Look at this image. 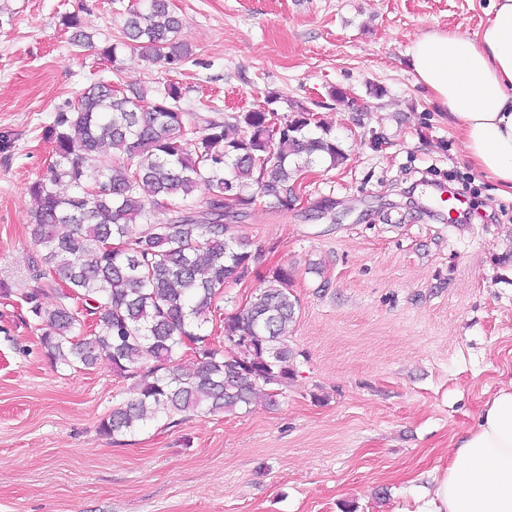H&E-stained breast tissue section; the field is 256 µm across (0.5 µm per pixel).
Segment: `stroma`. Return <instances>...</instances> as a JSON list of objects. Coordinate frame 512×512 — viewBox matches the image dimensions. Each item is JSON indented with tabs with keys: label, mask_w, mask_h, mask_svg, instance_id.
I'll return each instance as SVG.
<instances>
[{
	"label": "stroma",
	"mask_w": 512,
	"mask_h": 512,
	"mask_svg": "<svg viewBox=\"0 0 512 512\" xmlns=\"http://www.w3.org/2000/svg\"><path fill=\"white\" fill-rule=\"evenodd\" d=\"M192 50L169 70L102 47L121 0H8L0 28V512H402L432 490L453 437L512 380V201L462 160L406 50L436 28L476 35L489 0H170ZM78 14L93 47L70 45ZM173 83L197 127L277 95L331 127L344 165L312 166L301 200L256 198L228 222L260 266L295 273L296 374L276 405L97 427L128 398L108 362L53 366L20 305L33 288L30 186L45 136L100 78ZM342 89L345 101L329 92Z\"/></svg>",
	"instance_id": "obj_1"
}]
</instances>
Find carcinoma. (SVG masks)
Returning a JSON list of instances; mask_svg holds the SVG:
<instances>
[{
    "label": "carcinoma",
    "instance_id": "obj_1",
    "mask_svg": "<svg viewBox=\"0 0 512 512\" xmlns=\"http://www.w3.org/2000/svg\"><path fill=\"white\" fill-rule=\"evenodd\" d=\"M63 26L72 45L91 46L78 15L64 16ZM181 29L169 0H148L144 11L133 3L102 55L115 64L136 50L177 65L191 54ZM181 98L174 83L129 96L110 80L94 83L46 129L55 160L31 186L37 250L29 268L42 286L21 306L52 363L90 368L105 358L135 379L132 396L100 422L107 437L178 413L249 412L260 391L272 399L288 384L297 356L288 330L300 308L294 274L286 266L260 273L250 241L225 238L224 221L256 195L286 207L308 168L347 160L305 107L286 119L266 107L231 112L199 129ZM62 183L71 193L57 191ZM159 209L163 224L154 222ZM252 277L254 293L224 315L223 342H211L224 288ZM48 290L56 295L50 308Z\"/></svg>",
    "mask_w": 512,
    "mask_h": 512
}]
</instances>
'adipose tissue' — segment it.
Returning a JSON list of instances; mask_svg holds the SVG:
<instances>
[{
  "mask_svg": "<svg viewBox=\"0 0 512 512\" xmlns=\"http://www.w3.org/2000/svg\"><path fill=\"white\" fill-rule=\"evenodd\" d=\"M478 38L428 31L407 48L418 84L448 113L465 161L512 200V0H489ZM412 512H512V382L476 428L452 444L447 466Z\"/></svg>",
  "mask_w": 512,
  "mask_h": 512,
  "instance_id": "ef3b65f1",
  "label": "adipose tissue"
}]
</instances>
